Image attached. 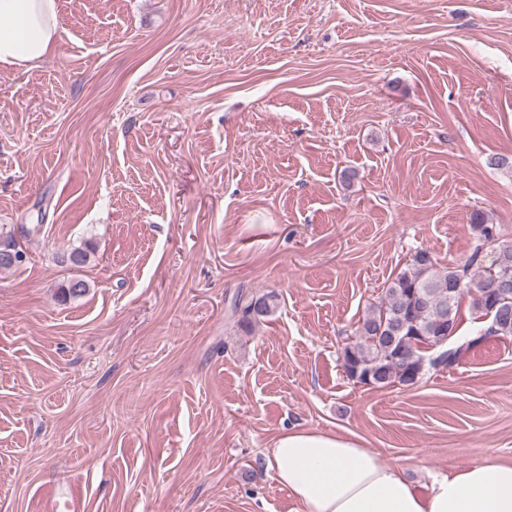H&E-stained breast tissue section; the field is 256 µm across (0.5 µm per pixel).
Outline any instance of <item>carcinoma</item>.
<instances>
[{"instance_id":"carcinoma-1","label":"carcinoma","mask_w":512,"mask_h":512,"mask_svg":"<svg viewBox=\"0 0 512 512\" xmlns=\"http://www.w3.org/2000/svg\"><path fill=\"white\" fill-rule=\"evenodd\" d=\"M475 244L461 265L438 268L429 252L419 249L408 268L387 286L378 303L370 306L358 321L356 340L341 351L346 376L378 389L415 386L431 368H451L477 344L489 336H512V288H495L502 274L512 273V242L500 240L496 225L485 223L481 213L471 217ZM491 248L495 258L484 259ZM89 290L87 281L72 278L61 285L62 300L81 297ZM469 297V309L477 319L491 309L498 315L485 329L471 336H452L451 346L432 357L429 346L444 335L445 325H461L460 304ZM277 295L263 293L246 303H237L240 325L252 323L272 313Z\"/></svg>"}]
</instances>
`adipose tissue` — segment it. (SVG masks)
<instances>
[{"mask_svg": "<svg viewBox=\"0 0 512 512\" xmlns=\"http://www.w3.org/2000/svg\"><path fill=\"white\" fill-rule=\"evenodd\" d=\"M61 30L59 0H0V68L39 67ZM266 467L301 512H512V463L489 455L418 485L356 438L296 427L275 438Z\"/></svg>", "mask_w": 512, "mask_h": 512, "instance_id": "obj_1", "label": "adipose tissue"}]
</instances>
